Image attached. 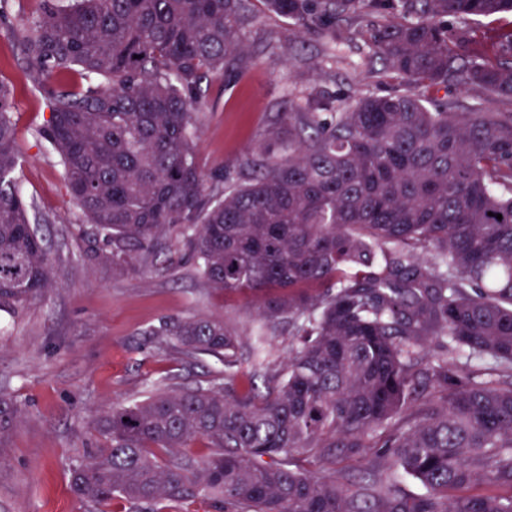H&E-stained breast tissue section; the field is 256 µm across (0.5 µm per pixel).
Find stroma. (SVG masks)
I'll use <instances>...</instances> for the list:
<instances>
[{"mask_svg":"<svg viewBox=\"0 0 512 512\" xmlns=\"http://www.w3.org/2000/svg\"><path fill=\"white\" fill-rule=\"evenodd\" d=\"M38 8V0H0V81L14 92L23 156L17 182L35 206L58 285L15 313L0 311V393L22 409L0 440V512H97L70 489V469L84 460L94 438L93 415L139 399L153 386L224 384L223 362L186 354L166 326L220 315L245 343L264 320L251 294L210 288L176 239L165 238L156 260L132 268L103 259L105 243L71 202L58 157L35 136L50 111L32 86L13 31ZM251 9L243 67L202 84L197 161L204 174L223 173L228 188L273 125L275 108L310 95L351 104L401 87L354 26L340 23L332 40L299 39L289 21L265 12L260 0ZM510 27L512 15L499 14L449 22L448 35L472 58ZM290 347L289 328L281 326L262 366L243 359L236 390L265 389L267 376L281 373Z\"/></svg>","mask_w":512,"mask_h":512,"instance_id":"obj_1","label":"stroma"}]
</instances>
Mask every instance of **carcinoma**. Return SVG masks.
Returning <instances> with one entry per match:
<instances>
[{
  "label": "carcinoma",
  "instance_id": "obj_1",
  "mask_svg": "<svg viewBox=\"0 0 512 512\" xmlns=\"http://www.w3.org/2000/svg\"><path fill=\"white\" fill-rule=\"evenodd\" d=\"M250 2L40 0L15 31L50 110L35 135L112 266L158 255L175 231L210 286L262 300L254 354L282 323L297 340L263 394L150 389L96 414L73 492L99 512L200 496L224 512H512V113L423 92L453 78L512 100V29L494 61L448 39V20L512 14V0H261L301 36L359 23L403 88L294 103L224 192L196 160L197 103L209 73L241 67ZM13 109L0 80L1 310L56 287L15 179ZM168 335L236 380L240 339L223 317ZM20 415L1 395L0 439ZM198 441L208 456L189 452ZM318 451L367 460L368 477L312 474ZM399 474L425 493L399 492ZM477 483L487 491L470 493Z\"/></svg>",
  "mask_w": 512,
  "mask_h": 512
}]
</instances>
